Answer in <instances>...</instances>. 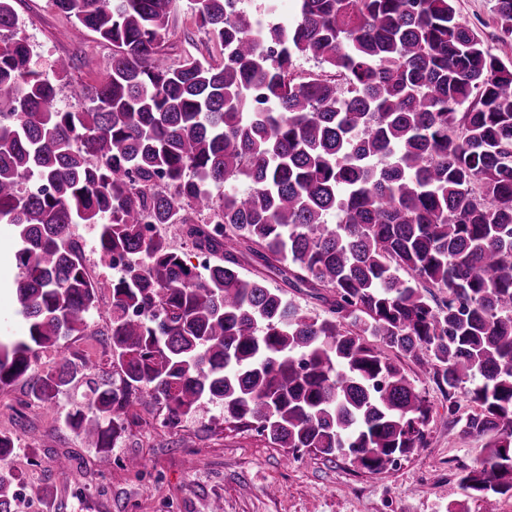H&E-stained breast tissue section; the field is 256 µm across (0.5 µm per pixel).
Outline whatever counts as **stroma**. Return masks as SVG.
<instances>
[{"label":"stroma","mask_w":512,"mask_h":512,"mask_svg":"<svg viewBox=\"0 0 512 512\" xmlns=\"http://www.w3.org/2000/svg\"><path fill=\"white\" fill-rule=\"evenodd\" d=\"M494 6L495 0H455L460 19L476 28L486 49L512 61V38L500 39L493 24ZM15 9L16 30L32 45L44 74H51L56 58L71 63L58 84L55 108L87 105L112 55L111 46L92 33H77L71 19L48 0H17ZM209 46L191 0H177L175 26L165 42L171 60L204 54ZM15 246L12 226L0 223V334L18 336L25 320L9 285ZM401 365L431 409L427 444L380 473L307 453L288 462L282 449L251 430L211 433V422L222 418L221 409L211 404L182 429L179 446L160 447L157 435L135 427L102 462L64 424L72 395L61 396L55 411L49 412L20 405L19 390L1 393L0 429L12 431L22 442L33 432L45 439L37 456L21 450L13 458V467L23 477L22 512H39L34 492L45 485L53 491L59 512H83L73 495L79 486L93 493L94 512H208L217 496L224 501V512H448L452 503L465 504L469 512H512L511 497L470 498L458 473L483 458L484 438L466 435L449 423L447 395L413 361L405 359ZM68 454L79 457L84 469L60 473L55 461ZM133 456L143 459V473L127 467Z\"/></svg>","instance_id":"obj_1"}]
</instances>
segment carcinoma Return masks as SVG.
<instances>
[{
    "label": "carcinoma",
    "instance_id": "cac0c4a2",
    "mask_svg": "<svg viewBox=\"0 0 512 512\" xmlns=\"http://www.w3.org/2000/svg\"><path fill=\"white\" fill-rule=\"evenodd\" d=\"M12 2L0 221L19 241L26 327L0 338L1 389L20 382L50 410L84 388L65 424L101 461L133 426L177 443L213 404L223 430L380 473L427 444L408 358L463 433L487 438L462 485L512 495V62L454 0H297L259 33L236 0H193L223 60L177 65L163 52L175 0H52L112 45L92 108L69 111L53 109ZM494 13L511 36L512 0ZM300 58L330 74L292 77ZM240 180L248 192L212 197ZM74 224L95 227L102 264L124 261L116 277L91 272ZM86 335L103 337L98 362L62 344ZM16 451L0 430V512H18Z\"/></svg>",
    "mask_w": 512,
    "mask_h": 512
}]
</instances>
